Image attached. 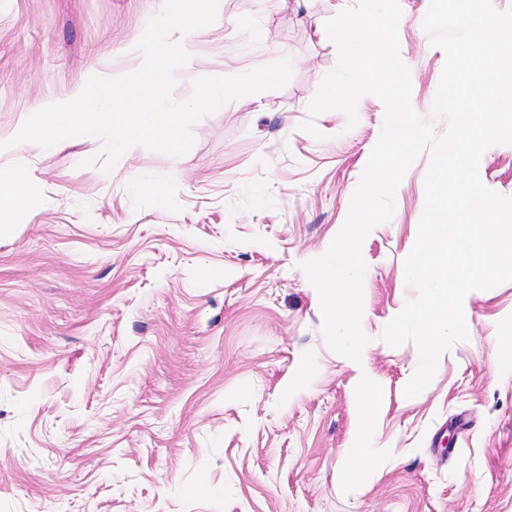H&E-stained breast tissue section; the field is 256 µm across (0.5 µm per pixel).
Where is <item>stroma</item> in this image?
Here are the masks:
<instances>
[{
    "label": "stroma",
    "instance_id": "stroma-1",
    "mask_svg": "<svg viewBox=\"0 0 512 512\" xmlns=\"http://www.w3.org/2000/svg\"><path fill=\"white\" fill-rule=\"evenodd\" d=\"M411 105L435 134L446 63L423 28L428 0H399ZM164 0H0V135L94 72L138 70L134 49ZM340 0H219L193 31L196 79L290 59L280 89L230 101L192 127L189 153L148 148L110 171L101 141L0 155L23 166L24 210L0 229V512H512V281L468 293V340L408 398L414 343L383 338L417 297L404 263L418 233L430 157L398 186L391 218L361 253V363L323 334L303 263L324 255L383 126L368 94L348 126L338 110L301 130L312 88L334 69L317 26ZM243 14L249 28L236 26ZM479 174L512 196V144ZM160 180L158 208L135 184ZM378 386L372 436L359 429L362 373ZM377 447L360 483L354 449Z\"/></svg>",
    "mask_w": 512,
    "mask_h": 512
}]
</instances>
